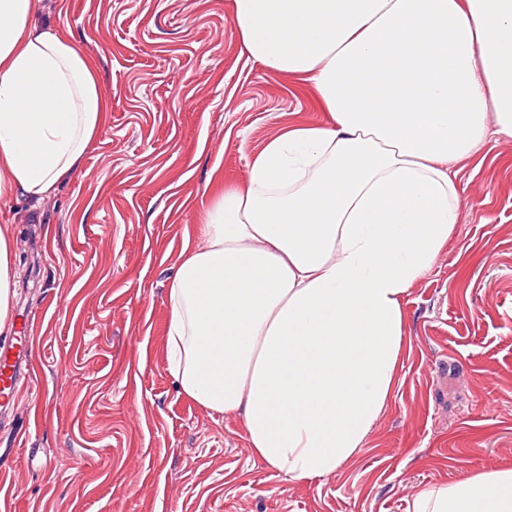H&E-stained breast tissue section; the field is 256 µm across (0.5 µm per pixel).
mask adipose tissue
I'll return each instance as SVG.
<instances>
[{"label": "adipose tissue", "mask_w": 512, "mask_h": 512, "mask_svg": "<svg viewBox=\"0 0 512 512\" xmlns=\"http://www.w3.org/2000/svg\"><path fill=\"white\" fill-rule=\"evenodd\" d=\"M253 63L311 83L330 121L269 141L200 214L167 290L168 370L243 420L289 479L334 475L396 381L402 299L459 219L451 164L512 141V0H234ZM0 0V198L80 166L107 99L94 62ZM15 263L0 226V334ZM408 512H512V469L424 487Z\"/></svg>", "instance_id": "1"}]
</instances>
